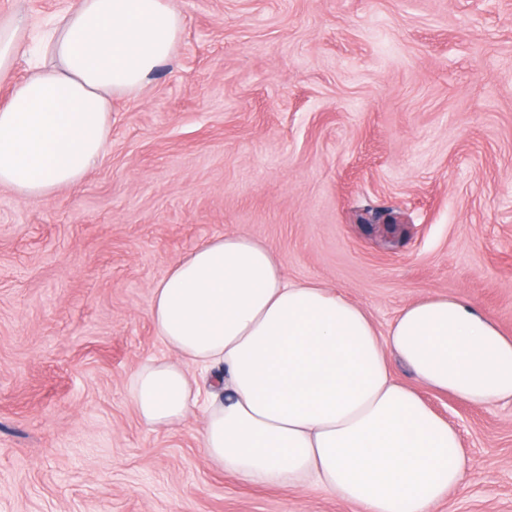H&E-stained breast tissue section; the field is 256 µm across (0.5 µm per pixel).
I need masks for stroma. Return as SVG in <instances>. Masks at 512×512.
<instances>
[{"instance_id": "stroma-1", "label": "stroma", "mask_w": 512, "mask_h": 512, "mask_svg": "<svg viewBox=\"0 0 512 512\" xmlns=\"http://www.w3.org/2000/svg\"><path fill=\"white\" fill-rule=\"evenodd\" d=\"M172 63L113 103L84 181L0 188V512H358L145 427L154 287L207 240L267 245L387 332L458 297L512 336V0H174ZM69 0H0L30 39ZM473 469L432 512H512V402L423 390Z\"/></svg>"}]
</instances>
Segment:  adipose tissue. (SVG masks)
<instances>
[{
    "mask_svg": "<svg viewBox=\"0 0 512 512\" xmlns=\"http://www.w3.org/2000/svg\"><path fill=\"white\" fill-rule=\"evenodd\" d=\"M173 0H71L45 63L0 106V187L25 200L83 181L104 152L111 98L139 92L172 61ZM28 51L0 17V80ZM150 317L166 359L129 381L141 422L182 423L201 408L203 452L253 484L315 487L360 512H431L470 467L460 438L420 395L474 407L512 400V336L480 309L430 295L379 333L366 311L315 282L288 281L263 243L215 237L154 288ZM401 362L413 383L397 379ZM224 370L201 400L196 367Z\"/></svg>",
    "mask_w": 512,
    "mask_h": 512,
    "instance_id": "ef3b65f1",
    "label": "adipose tissue"
}]
</instances>
